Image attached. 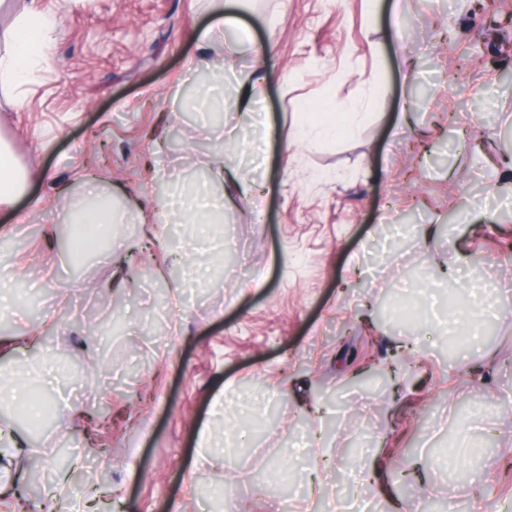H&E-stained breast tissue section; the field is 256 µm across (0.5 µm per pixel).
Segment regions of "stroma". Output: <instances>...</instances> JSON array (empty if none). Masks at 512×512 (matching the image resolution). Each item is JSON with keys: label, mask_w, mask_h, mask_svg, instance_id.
<instances>
[{"label": "stroma", "mask_w": 512, "mask_h": 512, "mask_svg": "<svg viewBox=\"0 0 512 512\" xmlns=\"http://www.w3.org/2000/svg\"><path fill=\"white\" fill-rule=\"evenodd\" d=\"M38 4L54 38L0 93L27 176L0 206V373L46 365L33 393L74 408L29 441L35 512L62 482L95 512H305L314 453L319 512H512V0L498 23L477 0ZM229 7L241 30L201 41ZM244 32L273 45L264 173L218 223L146 227L170 195L232 193L209 173L236 91L197 76L250 67ZM330 105L350 133L299 140ZM89 181L130 213L75 261L46 234Z\"/></svg>", "instance_id": "35a3bbf8"}]
</instances>
